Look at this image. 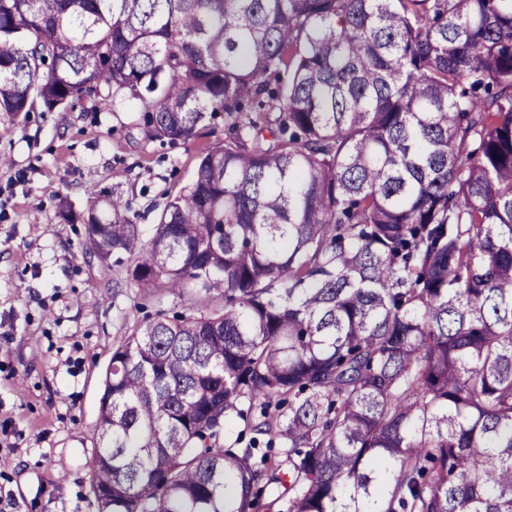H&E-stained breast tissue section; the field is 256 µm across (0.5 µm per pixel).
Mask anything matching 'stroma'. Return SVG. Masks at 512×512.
Instances as JSON below:
<instances>
[{"mask_svg":"<svg viewBox=\"0 0 512 512\" xmlns=\"http://www.w3.org/2000/svg\"><path fill=\"white\" fill-rule=\"evenodd\" d=\"M140 112H0V512H96L87 461L106 368L141 301L59 215L113 199L150 238L223 119L187 144L147 140Z\"/></svg>","mask_w":512,"mask_h":512,"instance_id":"1","label":"stroma"}]
</instances>
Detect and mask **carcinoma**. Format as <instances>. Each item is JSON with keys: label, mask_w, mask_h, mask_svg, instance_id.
I'll return each mask as SVG.
<instances>
[{"label": "carcinoma", "mask_w": 512, "mask_h": 512, "mask_svg": "<svg viewBox=\"0 0 512 512\" xmlns=\"http://www.w3.org/2000/svg\"><path fill=\"white\" fill-rule=\"evenodd\" d=\"M224 142L127 257L97 512H512V0H0V112ZM244 422L234 440L238 421Z\"/></svg>", "instance_id": "1"}]
</instances>
